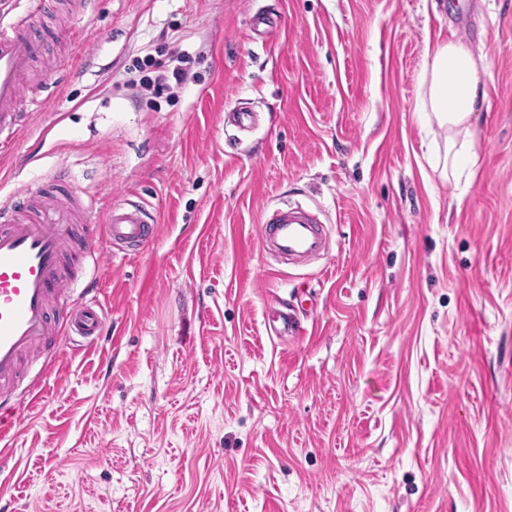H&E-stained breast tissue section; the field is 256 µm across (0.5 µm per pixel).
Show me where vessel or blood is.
<instances>
[{
  "label": "vessel or blood",
  "instance_id": "b4317fda",
  "mask_svg": "<svg viewBox=\"0 0 512 512\" xmlns=\"http://www.w3.org/2000/svg\"><path fill=\"white\" fill-rule=\"evenodd\" d=\"M23 10L0 20V152L17 142L24 114L20 99L32 61L42 52L29 20L47 0H10ZM152 218L139 206H116L99 216L78 186L57 175L36 189L0 204V437L17 416L36 404L40 385L29 382L26 362L69 336L95 341L111 333L112 316L92 296L98 277L68 272L66 260L79 251L94 257L100 235L109 243L142 249L153 237ZM320 212L300 204L265 212L259 236L275 256L295 264L323 254L327 238ZM83 299H74L75 290Z\"/></svg>",
  "mask_w": 512,
  "mask_h": 512
}]
</instances>
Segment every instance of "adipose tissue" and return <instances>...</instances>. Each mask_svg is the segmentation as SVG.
<instances>
[{"label":"adipose tissue","instance_id":"1","mask_svg":"<svg viewBox=\"0 0 512 512\" xmlns=\"http://www.w3.org/2000/svg\"><path fill=\"white\" fill-rule=\"evenodd\" d=\"M483 70L482 56L457 41L435 45L426 55L420 110L445 133L443 165L452 177L474 164V115L488 97Z\"/></svg>","mask_w":512,"mask_h":512}]
</instances>
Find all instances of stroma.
<instances>
[{"label": "stroma", "instance_id": "1", "mask_svg": "<svg viewBox=\"0 0 512 512\" xmlns=\"http://www.w3.org/2000/svg\"><path fill=\"white\" fill-rule=\"evenodd\" d=\"M70 25L38 26L58 68L0 202L64 172L157 235L100 252L111 337L37 360L7 512H512V0H89ZM451 40L488 91L455 178L419 113ZM177 53L181 85L141 86ZM288 202L323 210L327 257L264 252Z\"/></svg>", "mask_w": 512, "mask_h": 512}]
</instances>
